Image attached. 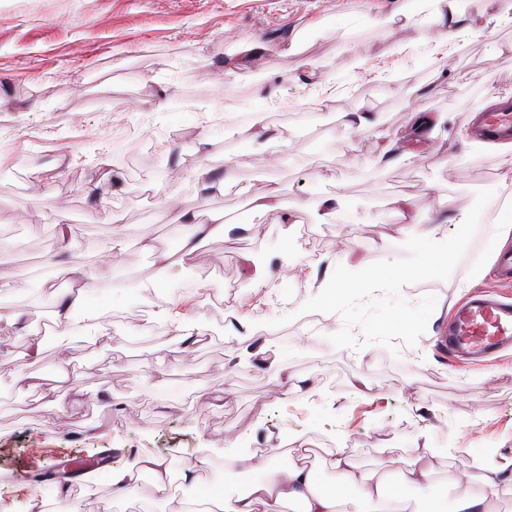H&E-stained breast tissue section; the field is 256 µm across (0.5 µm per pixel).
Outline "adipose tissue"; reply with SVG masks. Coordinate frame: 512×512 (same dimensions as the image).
Masks as SVG:
<instances>
[{"mask_svg":"<svg viewBox=\"0 0 512 512\" xmlns=\"http://www.w3.org/2000/svg\"><path fill=\"white\" fill-rule=\"evenodd\" d=\"M496 214H489L484 200H477L454 216L435 213L428 218V226L419 234L406 236L394 242V249L407 253L408 259L398 266L378 267L363 262L351 263L343 257L325 260L323 272H310V280L325 277L329 286L315 295L316 305L324 308L333 324L348 322L353 327H380L392 324L406 327L415 324L416 306L409 300L408 290L420 279L447 276L459 260H467V277L475 280L486 270V261L502 250L512 235V193L494 189ZM170 223L186 224L189 235L180 241L179 249L191 255L199 240L224 234V216L211 215L208 223L198 221L195 214L171 211ZM455 226L453 236L441 233L444 223ZM70 273L75 288L58 296L54 320L72 334L86 331V321L96 309L112 306L111 293L97 288L96 279L106 278L108 269L98 273L87 272L82 264H73ZM417 457L401 471L398 485H390L361 470L350 449H337L331 462L338 475L336 485L321 483L316 471L302 463L274 464L272 456L254 454L230 457L224 469L234 472L246 469L255 472L256 480L249 488L225 499L222 493L207 486H198L197 473L207 464L206 458H197L184 464L179 474H172L169 461L160 455L146 454L135 467L112 469L113 498H121L136 488L142 473L152 476L154 499L165 500L168 512H198L200 505L228 506L229 512H278L279 506L291 502L298 504L299 512H340L341 507L352 506L353 512H494L488 498L497 492L500 464L486 463L476 478L488 487V494L457 495L451 506L423 508L417 499V489L432 485V469L422 467L418 459L424 449H417ZM196 486L193 497H177L172 490L173 478Z\"/></svg>","mask_w":512,"mask_h":512,"instance_id":"ef3b65f1","label":"adipose tissue"}]
</instances>
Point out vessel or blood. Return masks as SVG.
<instances>
[{
  "mask_svg": "<svg viewBox=\"0 0 512 512\" xmlns=\"http://www.w3.org/2000/svg\"><path fill=\"white\" fill-rule=\"evenodd\" d=\"M470 125L479 139L512 140V96H501L488 109L474 108ZM440 338L448 352L481 363L512 347V304L479 295L456 303Z\"/></svg>",
  "mask_w": 512,
  "mask_h": 512,
  "instance_id": "obj_1",
  "label": "vessel or blood"
}]
</instances>
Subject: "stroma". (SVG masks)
I'll use <instances>...</instances> for the list:
<instances>
[{
  "mask_svg": "<svg viewBox=\"0 0 512 512\" xmlns=\"http://www.w3.org/2000/svg\"><path fill=\"white\" fill-rule=\"evenodd\" d=\"M408 3L0 0V147L8 149L0 154V269L22 288L7 303L25 313L20 323L0 322V512H41L62 488L80 512L111 501V483L81 476L13 484L32 471L35 448H150L176 470L206 457L203 481L229 496L253 476L225 471L224 457L271 448L281 463L307 449V465L328 484L339 448L392 482L414 449H430L428 463L454 472L493 448L506 466L502 481L512 480V352L471 366L435 347L452 305L468 295L457 285L465 267L413 288L422 330L406 348L389 330L326 331L305 285L310 269L339 251L399 263L387 246L403 229L396 197L422 219L455 213L492 188L512 191V162L456 139L473 106L512 92V24L475 38L487 0H466L464 30L446 39L431 11L404 17ZM353 8L371 22L339 29L338 13ZM246 42L260 45L257 58L241 55ZM305 59L333 69H301ZM269 92L273 142L254 149L225 136V113L241 115ZM160 93L169 111H155ZM360 106L372 113L371 128L347 125L345 113ZM420 107L438 125L416 144L409 116ZM390 140L401 150L415 145L416 158L366 167ZM200 165L223 188L189 179ZM272 187L280 209L254 211L251 196ZM167 195L228 222L223 238L199 242L165 278L170 298L209 285L176 325L151 323L157 296L139 280L151 262L141 239L161 250L173 242ZM328 195L340 198L339 215L313 223L310 207ZM61 215L78 231L79 247L68 253L53 227ZM116 240L123 252L113 261ZM254 257L272 279L265 311L252 317L242 307ZM107 260L122 292L140 300L100 310L83 339L47 327L41 355L31 357L27 332L71 288L67 264L92 270ZM145 324L150 332L139 334ZM180 324L207 329L187 360L172 345ZM31 373L42 378L40 395L21 385ZM203 391L224 398L209 406Z\"/></svg>",
  "mask_w": 512,
  "mask_h": 512,
  "instance_id": "35a3bbf8",
  "label": "stroma"
}]
</instances>
